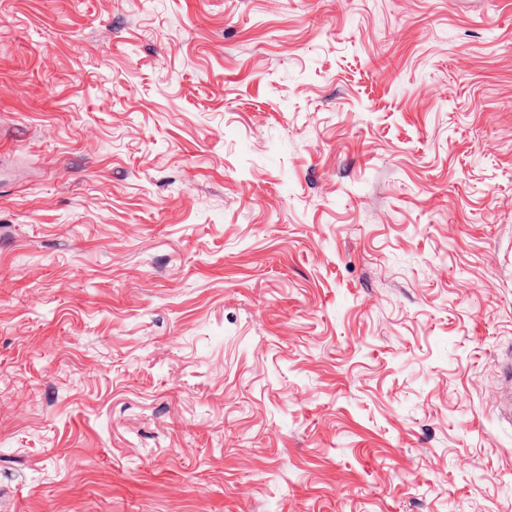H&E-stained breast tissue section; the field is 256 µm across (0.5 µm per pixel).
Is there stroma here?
<instances>
[{"instance_id": "stroma-1", "label": "stroma", "mask_w": 512, "mask_h": 512, "mask_svg": "<svg viewBox=\"0 0 512 512\" xmlns=\"http://www.w3.org/2000/svg\"><path fill=\"white\" fill-rule=\"evenodd\" d=\"M512 0H0V512H512Z\"/></svg>"}]
</instances>
